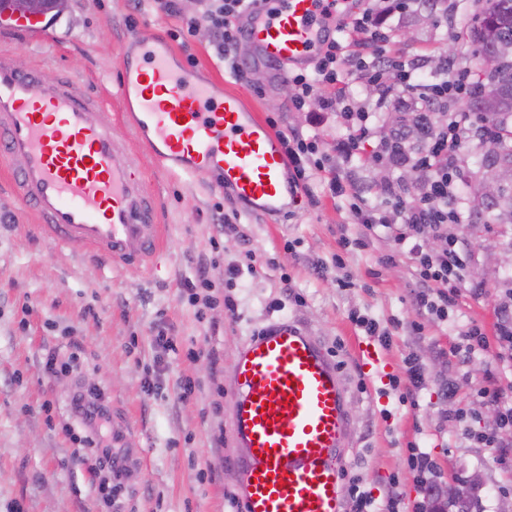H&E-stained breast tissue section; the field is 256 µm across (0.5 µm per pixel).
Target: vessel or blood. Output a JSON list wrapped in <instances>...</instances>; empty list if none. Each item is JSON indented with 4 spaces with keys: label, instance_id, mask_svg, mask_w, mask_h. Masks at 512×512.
Returning <instances> with one entry per match:
<instances>
[{
    "label": "vessel or blood",
    "instance_id": "1",
    "mask_svg": "<svg viewBox=\"0 0 512 512\" xmlns=\"http://www.w3.org/2000/svg\"><path fill=\"white\" fill-rule=\"evenodd\" d=\"M326 0H261L238 25L255 65L304 68L340 28ZM119 93L136 142L169 171L216 175L242 210L286 212L296 194L271 128L231 91L201 84L174 62L166 38L121 52ZM0 158L19 203L57 241L113 266H139L161 250L160 200L116 141L104 100L64 73L45 83L0 51ZM230 422L244 512H347L340 459L349 438L347 392L316 336L280 320L248 337L235 359Z\"/></svg>",
    "mask_w": 512,
    "mask_h": 512
}]
</instances>
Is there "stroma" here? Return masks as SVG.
<instances>
[{
	"label": "stroma",
	"mask_w": 512,
	"mask_h": 512,
	"mask_svg": "<svg viewBox=\"0 0 512 512\" xmlns=\"http://www.w3.org/2000/svg\"><path fill=\"white\" fill-rule=\"evenodd\" d=\"M448 23L432 4L415 6L396 23L391 50L426 59L428 81L447 66L465 68L479 81L486 66L467 35L483 0H447ZM179 21L129 0H64L44 25L55 40L40 46L10 27L0 34L19 68L38 67L51 82L69 72L104 97L115 139L131 141L126 107L117 94L120 48L136 49L139 36L169 34ZM179 59L194 57L191 73L201 81L236 92L261 117L276 116L278 128L317 137L321 153L335 158L336 123L310 129L285 94L287 77L278 69L255 68L240 82L217 57L210 39L173 42ZM130 159L148 188L162 201L167 248L149 271L110 269L76 244L45 237L33 213L20 208L7 173L0 172V512H237L230 501L238 483L227 426V392L234 357L243 341L274 319L306 326L340 367L349 395L350 434L341 470L359 479L377 501L399 497L411 512L423 490L407 466L409 445L428 452L440 466L445 486L480 475L478 512H512V469L491 448L462 436L464 427L488 426L496 408L480 403L487 362L463 369L445 351L460 328L476 323L493 331L495 310L512 288V229L485 214L472 227L468 200L449 233L476 251L468 269L472 284L448 321L416 317L406 260L387 263L395 246L384 235L363 250L342 252L339 240L355 237L357 226L346 203L310 181L287 214L238 213L233 200L215 190L210 176L188 178L164 170L140 151ZM345 175L372 184H399L412 197L408 167L359 163ZM229 216L220 224L217 214ZM256 256L254 271L243 270L245 251ZM207 262L213 293L232 297L234 311L216 306L198 312L187 284ZM241 266L229 278L230 266ZM324 267L316 277L314 267ZM352 285L339 287L338 279ZM368 313L392 333L377 365L359 360L370 339L350 319ZM165 331L177 349L161 354L154 340ZM419 359L425 383L413 404H399L390 386L404 376V360ZM201 380L188 401L178 399L182 377ZM457 395L447 398L448 383ZM101 391L109 409V431L118 439L123 467L113 478L83 443L84 425L71 404L75 384ZM225 465L218 476L207 467L215 457Z\"/></svg>",
	"instance_id": "35a3bbf8"
}]
</instances>
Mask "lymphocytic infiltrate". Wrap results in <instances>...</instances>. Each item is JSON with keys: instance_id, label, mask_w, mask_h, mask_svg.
Here are the masks:
<instances>
[{"instance_id": "lymphocytic-infiltrate-1", "label": "lymphocytic infiltrate", "mask_w": 512, "mask_h": 512, "mask_svg": "<svg viewBox=\"0 0 512 512\" xmlns=\"http://www.w3.org/2000/svg\"><path fill=\"white\" fill-rule=\"evenodd\" d=\"M256 0H204L197 15H181L178 0H152L156 12L180 19L173 35L177 38L194 36L199 27H207L213 37L212 45L227 63L236 80H243L236 49L241 41L237 21ZM416 0H375L360 18L345 22L341 38L323 46L313 59L312 72H294L288 81L296 89L292 101L295 110L307 111L311 126H323L333 116H340L343 133L336 140L335 151L341 163L350 165L362 160L369 142L371 124L376 112L387 108L396 91L414 96L421 117L435 121L434 134L425 149L417 152L394 153L389 143L376 147L378 158L421 170L425 178L417 187L413 199H405L395 184L385 183L366 188L359 182L341 175L339 169L328 167L317 156V142L299 134L282 136L289 164L290 182L295 189L307 190L310 179L323 180L330 195L348 200L350 211L358 226L356 245H363L376 229H383L395 243L397 256L408 260L413 268L415 289L413 302L418 311L444 320L448 310L457 306L464 286V270L472 259L471 246L466 239L449 235L448 227L458 221L460 178L456 158L468 143L470 134L483 130L485 141H492L495 132L485 127L474 112H450L445 107L448 96L468 100L473 94L469 74L454 68L446 69L438 82L419 81L423 65L420 59L405 60L393 57L387 44L393 30L390 18L406 14ZM344 64L367 84L378 91L376 99L364 103L359 110L349 104L351 93L341 80L337 64ZM317 100L318 109H309L310 100ZM383 196V204H370L367 193ZM437 238L442 246L430 250L427 241ZM487 384L478 395L496 405L499 410L496 431L463 430L464 438L488 448L498 447L497 430L512 432V382L503 374L487 373ZM72 402L75 412L91 429L85 435L88 447L98 450L106 460L113 476L121 469L112 457V450L102 447L95 428L107 410L103 395L95 389L76 386Z\"/></svg>"}]
</instances>
